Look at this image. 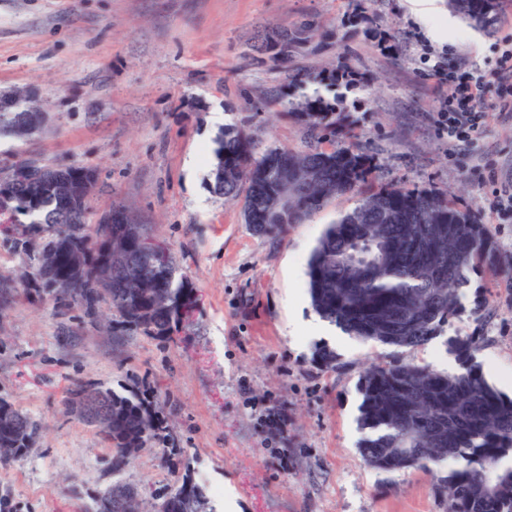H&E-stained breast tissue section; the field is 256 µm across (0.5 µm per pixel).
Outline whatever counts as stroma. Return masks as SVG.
<instances>
[{
    "label": "stroma",
    "mask_w": 512,
    "mask_h": 512,
    "mask_svg": "<svg viewBox=\"0 0 512 512\" xmlns=\"http://www.w3.org/2000/svg\"><path fill=\"white\" fill-rule=\"evenodd\" d=\"M323 23L287 67L253 60L250 43L278 22ZM512 42V5L490 31L450 10L423 23L407 0H0V91L31 94L46 115L26 142L0 137V159L20 153L49 164L92 165L94 211L131 208L152 225L192 281L198 304L171 339L129 336L112 348L107 316L19 291L0 313V398L41 426L32 448L0 466L8 512H80L115 478L153 495L184 474L215 506L235 512H444L432 476L366 463L359 444V379L394 361L447 369L451 339L475 335L487 381L512 396V214L492 207L497 172L512 180V117L488 112L481 139L449 146L433 120L432 50L460 57L495 83V61ZM344 62L357 80L327 81ZM311 74L284 84L285 70ZM288 101L341 96L355 119L351 145L368 153L375 186L430 190L454 200L494 234L498 268L472 277L463 309L439 338L417 348L316 335L305 261L326 224L356 204L328 202L278 238L244 224L236 203L210 188L213 140L228 125L257 151L306 147ZM336 354L321 366L316 347ZM138 382L167 423V443L144 451L121 476L98 432L65 408L75 384L122 391Z\"/></svg>",
    "instance_id": "obj_1"
}]
</instances>
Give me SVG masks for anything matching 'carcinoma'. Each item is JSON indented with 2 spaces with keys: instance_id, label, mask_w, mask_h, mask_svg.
Listing matches in <instances>:
<instances>
[{
  "instance_id": "carcinoma-1",
  "label": "carcinoma",
  "mask_w": 512,
  "mask_h": 512,
  "mask_svg": "<svg viewBox=\"0 0 512 512\" xmlns=\"http://www.w3.org/2000/svg\"><path fill=\"white\" fill-rule=\"evenodd\" d=\"M501 0H448V6L476 27L494 24ZM319 25L299 30L272 25L256 36L252 50L260 58L281 63ZM0 100V132L18 141L30 138L39 124L38 108L23 91ZM338 98L305 96L287 114L306 129L308 145L255 152L254 139L243 127H227L216 137L212 190L226 201L243 199L242 216L253 232L271 237L290 224H300L330 200L360 194L356 205L329 225L307 262L313 309L348 335L398 348L433 341L462 310V288L471 275L497 263L493 237L467 211L447 197L405 186H385L367 193L373 179L371 158L347 147L326 150L325 139L346 135L345 108ZM31 158L18 156L0 167L9 192L8 215L0 216V232L29 254L35 274L20 280L37 296L76 305L88 316L101 307L112 312V341L139 334L167 338L187 319L194 288L179 273L173 255L155 264L143 252L140 239L154 236L148 224L91 223L89 199L52 185H72L82 166L39 164L50 182L40 191L29 186L25 173ZM288 188V209L276 195ZM92 230L100 244L86 249L83 267L69 268L64 246L85 249ZM112 262V281L93 287L101 265ZM462 371L448 373L407 362L373 365L361 377L359 423L370 435L360 452L372 467L393 472L423 469L434 474L445 512H512V466L501 461L512 455V398L488 383L473 363L479 350L476 336L453 340ZM102 398L112 406V422L95 428L109 443L112 471L121 473L132 461L131 449L142 451L167 441V425L145 393L134 386L122 395L96 385H76L68 391L67 409ZM10 416L0 419V441L9 434L14 446L0 447L6 465L29 448L38 424L0 398ZM448 463L442 475L434 467ZM132 500L129 512H140L141 489L117 481L107 491ZM193 512H215L204 487L186 475L156 496L155 507L180 512L182 499Z\"/></svg>"
}]
</instances>
